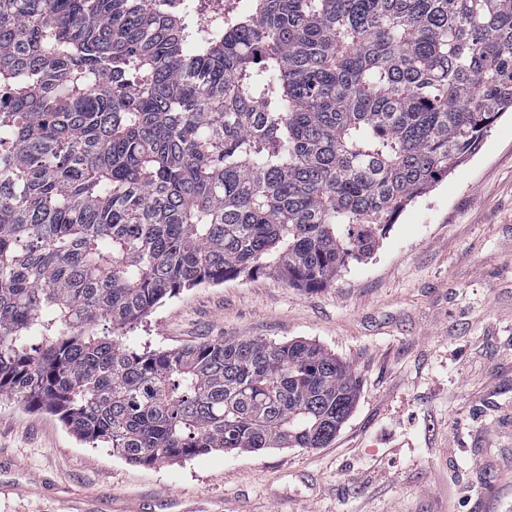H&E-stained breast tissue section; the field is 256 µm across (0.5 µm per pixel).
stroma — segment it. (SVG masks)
Returning a JSON list of instances; mask_svg holds the SVG:
<instances>
[{
    "instance_id": "obj_1",
    "label": "stroma",
    "mask_w": 512,
    "mask_h": 512,
    "mask_svg": "<svg viewBox=\"0 0 512 512\" xmlns=\"http://www.w3.org/2000/svg\"><path fill=\"white\" fill-rule=\"evenodd\" d=\"M227 337L307 340L353 367L360 395L328 447L143 467L4 399L0 481L21 491L0 512H59L91 492L122 512H512V112L327 287L202 284L125 343Z\"/></svg>"
}]
</instances>
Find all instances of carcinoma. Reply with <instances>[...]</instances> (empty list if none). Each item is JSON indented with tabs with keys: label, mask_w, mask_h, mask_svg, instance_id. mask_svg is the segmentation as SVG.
<instances>
[{
	"label": "carcinoma",
	"mask_w": 512,
	"mask_h": 512,
	"mask_svg": "<svg viewBox=\"0 0 512 512\" xmlns=\"http://www.w3.org/2000/svg\"><path fill=\"white\" fill-rule=\"evenodd\" d=\"M512 110V0H0V399L161 466L323 448L318 344L129 350L166 297L323 288Z\"/></svg>",
	"instance_id": "obj_1"
}]
</instances>
